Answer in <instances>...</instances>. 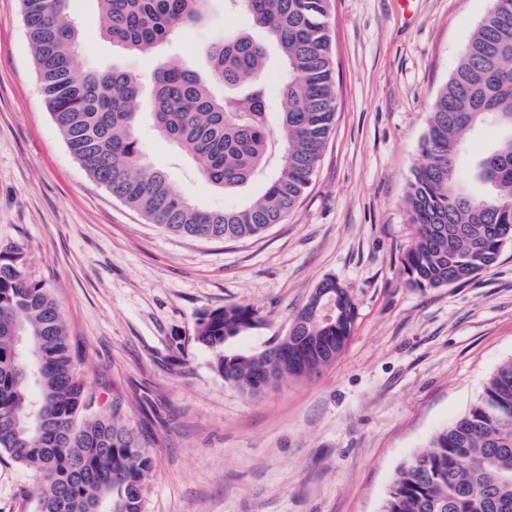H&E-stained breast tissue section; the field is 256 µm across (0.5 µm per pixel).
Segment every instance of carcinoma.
Segmentation results:
<instances>
[{
	"label": "carcinoma",
	"instance_id": "obj_1",
	"mask_svg": "<svg viewBox=\"0 0 512 512\" xmlns=\"http://www.w3.org/2000/svg\"><path fill=\"white\" fill-rule=\"evenodd\" d=\"M68 0H20L44 99L64 142L87 174L148 222L202 240L260 236L282 223L309 187L337 109L331 0H224L248 25L226 29L198 51L203 67L171 60L151 78L150 116L196 173L225 194L255 182L242 206L205 209L146 163L138 137L143 79L112 67L78 75L82 34ZM101 32L129 54H147L209 18L212 0H96ZM281 68L269 77L270 53ZM283 106L271 110L273 96ZM508 132L496 146L458 162L466 137L487 123ZM486 185L473 194L468 183ZM413 224L401 272L412 288H441L491 267L512 240V0H493L458 66L436 93L408 184ZM354 302L333 325L298 324L252 354L225 343L262 324L257 310L204 312L194 341L211 351L224 382L251 395L274 377L317 374L352 336ZM65 317L25 270L21 247L0 245V453L35 471L39 512H142L154 469L149 446L93 410ZM382 512H512V360L487 379L479 399L398 470Z\"/></svg>",
	"mask_w": 512,
	"mask_h": 512
}]
</instances>
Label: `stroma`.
<instances>
[{
  "mask_svg": "<svg viewBox=\"0 0 512 512\" xmlns=\"http://www.w3.org/2000/svg\"><path fill=\"white\" fill-rule=\"evenodd\" d=\"M491 0H333L335 125L294 210L260 237L202 241L148 223L97 184L47 110L19 0H0V245L26 250L29 278L53 293L101 408L147 434L155 457L143 512H381L397 469L461 416L512 358V245L469 281L412 288L405 197L430 105ZM68 12L83 33L76 71L150 74L193 55L243 17L216 0L209 21L159 53L129 56L101 34L96 0ZM149 162L196 204L227 197L152 129ZM333 277L356 305L329 367L258 396L225 384L195 343L200 313L248 305L263 325L231 352L286 336ZM37 477L0 456V512H38Z\"/></svg>",
  "mask_w": 512,
  "mask_h": 512,
  "instance_id": "35a3bbf8",
  "label": "stroma"
}]
</instances>
